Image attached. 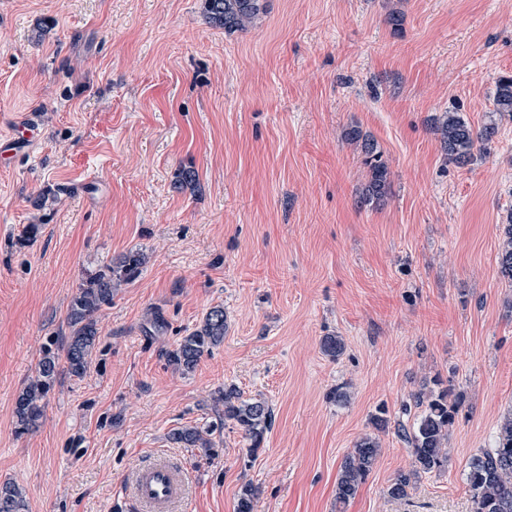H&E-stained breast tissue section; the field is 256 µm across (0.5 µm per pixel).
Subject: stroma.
<instances>
[{"label": "stroma", "mask_w": 512, "mask_h": 512, "mask_svg": "<svg viewBox=\"0 0 512 512\" xmlns=\"http://www.w3.org/2000/svg\"><path fill=\"white\" fill-rule=\"evenodd\" d=\"M264 5L228 33L204 0H0V134L27 112L40 124L29 154L0 167V482L27 512H136L133 474L157 458L184 469L177 512H235L247 484L255 512H336L340 463L366 434L381 454L345 512H472L466 463L512 415L498 264L512 120L464 168L433 120L488 122L512 72V0ZM351 126L388 164L380 204L358 203ZM184 167L199 190L173 188ZM90 176L92 198L75 191ZM132 249L143 270L99 313L86 375L60 374L39 428L17 434V393L68 336L78 286ZM217 305L223 345L181 375L167 351ZM229 384L273 408L257 453L230 424L211 457L169 441L216 423ZM444 390L461 398L447 465L388 497L411 464L398 427L417 394Z\"/></svg>", "instance_id": "1"}]
</instances>
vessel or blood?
I'll return each instance as SVG.
<instances>
[{
    "label": "vessel or blood",
    "mask_w": 512,
    "mask_h": 512,
    "mask_svg": "<svg viewBox=\"0 0 512 512\" xmlns=\"http://www.w3.org/2000/svg\"><path fill=\"white\" fill-rule=\"evenodd\" d=\"M38 127L36 114H24L10 135L0 138V164H12L25 155ZM133 492L145 512H173L183 496L184 479L176 469L151 462L135 472Z\"/></svg>",
    "instance_id": "obj_1"
}]
</instances>
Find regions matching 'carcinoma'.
I'll use <instances>...</instances> for the list:
<instances>
[{
	"mask_svg": "<svg viewBox=\"0 0 512 512\" xmlns=\"http://www.w3.org/2000/svg\"><path fill=\"white\" fill-rule=\"evenodd\" d=\"M210 20L224 27L226 32L245 31L264 11L263 0H205ZM493 113L512 120V75H503L496 81ZM435 131L440 135L441 148L448 162L466 167L475 158L474 148L480 153L490 149L499 132V124L490 121L481 129H474L459 113L447 111L435 120ZM345 138L360 148L368 181L359 194L362 205L378 204L389 192V169L374 140L364 136L356 127L348 129ZM499 266L503 278L512 282V216L504 225L499 244ZM145 256L138 251L124 254L112 267L90 275L78 287L68 305L66 320L70 333L63 345V353L46 347L37 362L35 375L20 389L14 414L17 433L27 434L37 429L45 415V406L59 374L72 377L85 375L93 351L99 344L97 313L112 305L115 288L134 281L141 274ZM226 323L224 308L214 306L202 322L168 353V361L186 375L193 372L201 358L224 343ZM323 352L338 358L344 343L338 336H326L321 342ZM216 403L224 405V420L241 431L249 442L250 452L261 447L266 431L272 424V408L262 398L242 399L234 385L218 391ZM416 403L423 406L420 417L412 428H398L399 437L411 449L412 474L439 470L448 462V432L453 424L457 405L448 402V394L422 393ZM214 427L184 426L172 430L169 440L182 448H199L209 454L215 448L212 439ZM381 448L371 435L361 437L344 456L336 478V512L357 495L360 487L375 467ZM466 480L470 488L473 512H512V416L505 418L496 433L491 450L471 457L466 464ZM410 474V475H412ZM410 475L399 473L387 488L392 498L407 495ZM26 501L19 487L11 482L0 483V512H25ZM254 489L241 488L236 512H253Z\"/></svg>",
	"mask_w": 512,
	"mask_h": 512,
	"instance_id": "1",
	"label": "carcinoma"
}]
</instances>
